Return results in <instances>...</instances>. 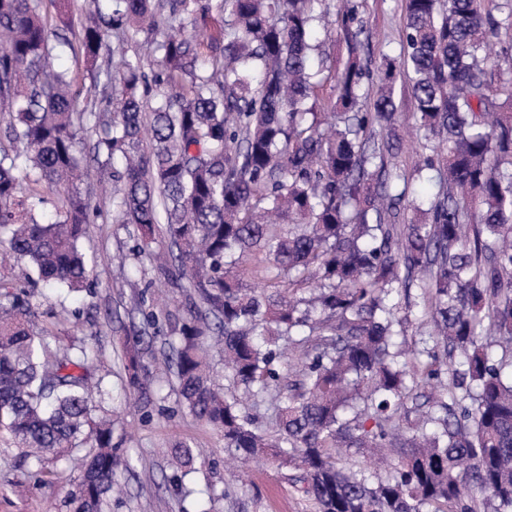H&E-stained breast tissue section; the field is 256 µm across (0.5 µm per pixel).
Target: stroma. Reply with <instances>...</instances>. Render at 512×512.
Segmentation results:
<instances>
[{"instance_id":"35a3bbf8","label":"stroma","mask_w":512,"mask_h":512,"mask_svg":"<svg viewBox=\"0 0 512 512\" xmlns=\"http://www.w3.org/2000/svg\"><path fill=\"white\" fill-rule=\"evenodd\" d=\"M368 45L365 59L376 68L382 55H403L404 0H356ZM500 28L492 39L496 66L492 78L512 80V5L493 0ZM317 53L324 65L316 90V109L332 111L336 98L334 73L346 56V45L335 30L318 33ZM396 103L401 116L397 160L412 191L432 189L425 174L415 169L423 148L411 134L414 99L405 79L396 84ZM97 213L88 226L84 245L95 253L98 285L94 293L68 296L60 292L33 300L38 321L62 345L87 343L98 352L96 373L112 388V400L103 402L113 412L112 442L123 448L129 470L118 473L119 490L109 494L103 512H316L287 470L269 461H258L236 470L229 467L222 435L197 421L180 403L176 380L164 365L180 324L197 301L192 289L173 284L158 275L149 261L137 253L138 238L128 224L111 220L112 195L89 182ZM81 318H74V311ZM156 322H148V313ZM141 336L142 364L151 379L142 408H126L127 379L121 360V341ZM185 443L202 459V466L184 479V491L171 482L174 469L167 451ZM78 458L51 461L43 477H36L30 460L8 438L0 439V512H69L66 497L78 481Z\"/></svg>"}]
</instances>
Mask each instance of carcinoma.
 I'll return each instance as SVG.
<instances>
[{"label": "carcinoma", "mask_w": 512, "mask_h": 512, "mask_svg": "<svg viewBox=\"0 0 512 512\" xmlns=\"http://www.w3.org/2000/svg\"><path fill=\"white\" fill-rule=\"evenodd\" d=\"M78 33L85 71L102 88L80 107L36 0H0V264L69 294L88 292L96 259L82 242L91 222L84 123L98 182L113 185L112 219L137 226L140 252L165 276L187 279L201 307L165 357L180 402L224 436L229 456L275 458L317 512H512V83L496 85L485 54L498 21L486 0H405L402 60L372 77L363 64L352 0L329 19L320 0H110ZM219 29L191 35L173 23L212 15ZM342 33L336 111L311 112L314 23ZM160 55L153 79L114 48L140 31ZM405 75L417 129L441 146L417 171L435 173L421 223L395 224L408 180L395 162V87ZM167 93L155 98V88ZM34 175L23 186L14 149ZM44 185L60 218L38 212ZM477 213L479 221L468 223ZM164 235L169 248L152 244ZM253 263L258 283L247 280ZM421 291L432 325L422 358L396 346L411 323L389 305ZM31 296L0 281V431L63 458L88 444L72 512H102L126 460L112 421L95 420L94 349L47 340ZM221 338L217 383L210 340ZM128 385H142L140 349L124 342ZM269 399L270 426L252 410ZM470 400L467 405L461 404ZM347 448L398 462L383 476L345 462ZM195 469L186 445L170 451Z\"/></svg>", "instance_id": "cac0c4a2"}]
</instances>
